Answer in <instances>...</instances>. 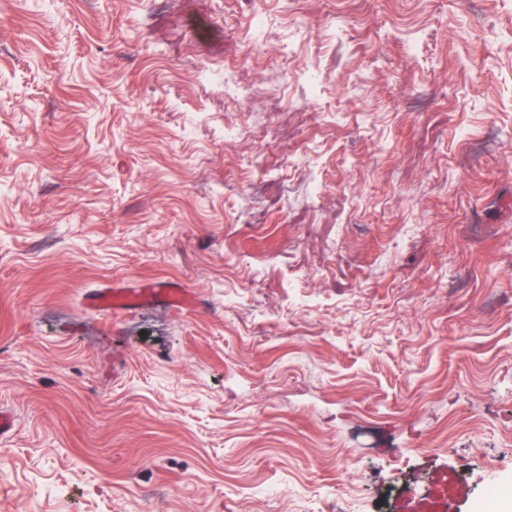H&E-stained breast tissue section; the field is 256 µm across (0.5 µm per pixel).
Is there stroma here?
I'll list each match as a JSON object with an SVG mask.
<instances>
[{
  "mask_svg": "<svg viewBox=\"0 0 512 512\" xmlns=\"http://www.w3.org/2000/svg\"><path fill=\"white\" fill-rule=\"evenodd\" d=\"M1 407L0 512H494L512 0H0ZM165 296L174 307H180L184 297L180 290L171 289L166 282L154 281L146 294L129 293L122 288H106L100 291L91 301L95 307L105 311L125 309L132 304H140L145 299Z\"/></svg>",
  "mask_w": 512,
  "mask_h": 512,
  "instance_id": "35a3bbf8",
  "label": "stroma"
}]
</instances>
